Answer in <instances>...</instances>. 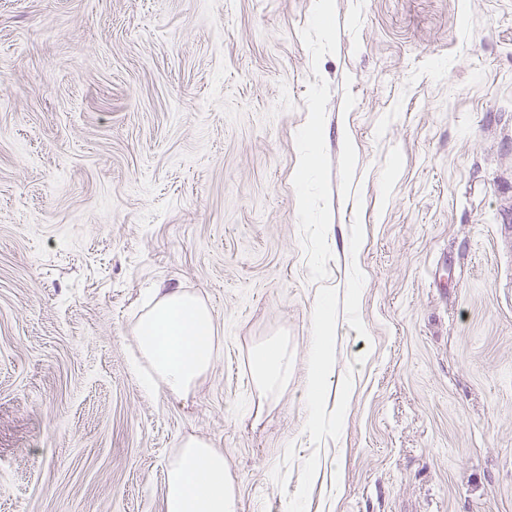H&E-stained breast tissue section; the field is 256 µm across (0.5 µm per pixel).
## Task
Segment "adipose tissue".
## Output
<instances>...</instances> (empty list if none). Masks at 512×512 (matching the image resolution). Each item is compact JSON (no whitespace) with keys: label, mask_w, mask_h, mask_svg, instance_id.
<instances>
[{"label":"adipose tissue","mask_w":512,"mask_h":512,"mask_svg":"<svg viewBox=\"0 0 512 512\" xmlns=\"http://www.w3.org/2000/svg\"><path fill=\"white\" fill-rule=\"evenodd\" d=\"M135 338L152 373L144 388H165L185 396L211 368L215 358L216 324L197 296L170 290L155 294L138 320ZM256 388L275 391L288 379V352L281 340L259 345L251 362ZM164 512H237L224 471V453L191 439L168 468Z\"/></svg>","instance_id":"1"}]
</instances>
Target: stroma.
<instances>
[{
	"mask_svg": "<svg viewBox=\"0 0 512 512\" xmlns=\"http://www.w3.org/2000/svg\"><path fill=\"white\" fill-rule=\"evenodd\" d=\"M0 0V512H163L194 438L239 512H512V0ZM330 86L333 258L309 280L293 176ZM358 301H351L354 281ZM339 296L305 432L312 313ZM201 297L216 358L146 392L137 320ZM288 345L264 397L253 349Z\"/></svg>",
	"mask_w": 512,
	"mask_h": 512,
	"instance_id": "1",
	"label": "stroma"
}]
</instances>
